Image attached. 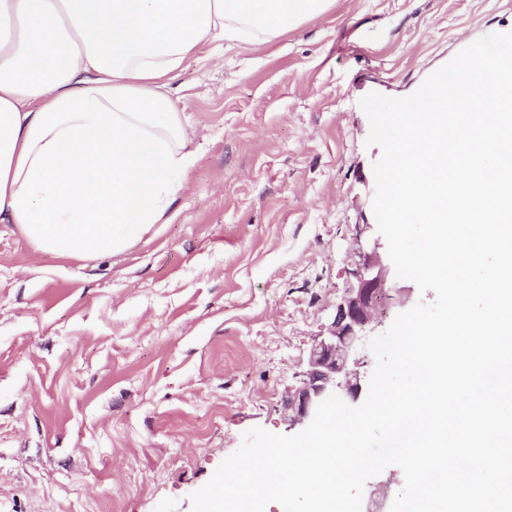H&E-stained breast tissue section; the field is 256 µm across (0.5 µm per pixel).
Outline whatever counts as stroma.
<instances>
[{
  "label": "stroma",
  "instance_id": "stroma-1",
  "mask_svg": "<svg viewBox=\"0 0 512 512\" xmlns=\"http://www.w3.org/2000/svg\"><path fill=\"white\" fill-rule=\"evenodd\" d=\"M493 32L512 0H333L247 49L205 44L169 84L198 138L166 223L89 260L0 223V512H192L247 431L289 434L376 221L361 99L411 94ZM403 485L385 468L362 512Z\"/></svg>",
  "mask_w": 512,
  "mask_h": 512
}]
</instances>
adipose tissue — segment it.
I'll list each match as a JSON object with an SVG mask.
<instances>
[{"label":"adipose tissue","mask_w":512,"mask_h":512,"mask_svg":"<svg viewBox=\"0 0 512 512\" xmlns=\"http://www.w3.org/2000/svg\"><path fill=\"white\" fill-rule=\"evenodd\" d=\"M332 0H0V223L93 258L162 223L194 134L168 89L208 41L274 38Z\"/></svg>","instance_id":"adipose-tissue-1"}]
</instances>
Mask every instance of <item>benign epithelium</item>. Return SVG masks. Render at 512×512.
Returning <instances> with one entry per match:
<instances>
[{
	"label": "benign epithelium",
	"mask_w": 512,
	"mask_h": 512,
	"mask_svg": "<svg viewBox=\"0 0 512 512\" xmlns=\"http://www.w3.org/2000/svg\"><path fill=\"white\" fill-rule=\"evenodd\" d=\"M374 227L364 224L365 239L350 257L354 284L336 307L329 333L311 350L307 369L288 396L289 425H309L318 405L331 394L359 406L363 400L360 375L349 369L350 357L363 350L380 322L375 311L387 289L389 267L380 253L381 243Z\"/></svg>",
	"instance_id": "obj_1"
}]
</instances>
